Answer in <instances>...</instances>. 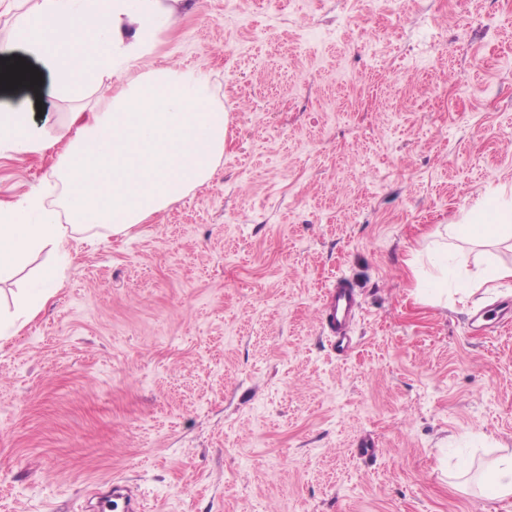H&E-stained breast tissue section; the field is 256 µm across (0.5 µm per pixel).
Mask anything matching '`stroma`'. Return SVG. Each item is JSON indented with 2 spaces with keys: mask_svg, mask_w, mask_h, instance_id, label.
Segmentation results:
<instances>
[{
  "mask_svg": "<svg viewBox=\"0 0 512 512\" xmlns=\"http://www.w3.org/2000/svg\"><path fill=\"white\" fill-rule=\"evenodd\" d=\"M204 71L228 114L207 183L81 243L0 346V512H512L472 480L512 452V280L417 300L439 224L512 203V0H179L141 59ZM43 98L52 138L80 105ZM58 186L0 157V200ZM360 303L337 353L318 311Z\"/></svg>",
  "mask_w": 512,
  "mask_h": 512,
  "instance_id": "stroma-1",
  "label": "stroma"
}]
</instances>
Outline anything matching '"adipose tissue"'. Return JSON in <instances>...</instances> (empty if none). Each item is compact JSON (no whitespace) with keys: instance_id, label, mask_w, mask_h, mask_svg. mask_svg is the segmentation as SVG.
<instances>
[{"instance_id":"ef3b65f1","label":"adipose tissue","mask_w":512,"mask_h":512,"mask_svg":"<svg viewBox=\"0 0 512 512\" xmlns=\"http://www.w3.org/2000/svg\"><path fill=\"white\" fill-rule=\"evenodd\" d=\"M174 17L166 0H36L0 46V64H13L15 52H23L48 77L54 97L82 98L102 80L111 88L99 104L69 116L56 160L67 186L64 215L46 207L41 189L0 201V282L41 252L55 257L12 307L0 308V340L18 335L54 298L79 232L130 235L215 173L227 128L207 75L175 66L131 73ZM52 147L31 107L0 105V154L43 155ZM452 237L510 244L512 207L494 208L482 222L437 226L431 245L408 261L413 270L429 266V283L417 291L421 302H448L446 285L458 277L448 259Z\"/></svg>"}]
</instances>
